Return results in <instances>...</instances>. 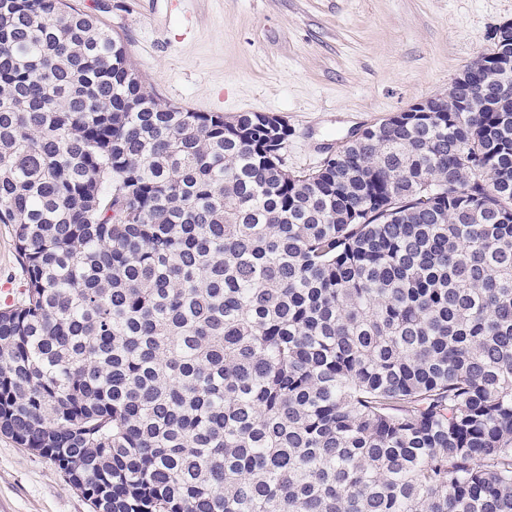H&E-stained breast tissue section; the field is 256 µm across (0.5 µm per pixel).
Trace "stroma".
<instances>
[{"instance_id": "1", "label": "stroma", "mask_w": 512, "mask_h": 512, "mask_svg": "<svg viewBox=\"0 0 512 512\" xmlns=\"http://www.w3.org/2000/svg\"><path fill=\"white\" fill-rule=\"evenodd\" d=\"M148 90L195 112H272L293 172L349 134L445 95L512 0H80ZM0 512H93L49 460L0 434Z\"/></svg>"}]
</instances>
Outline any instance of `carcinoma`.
<instances>
[{
	"mask_svg": "<svg viewBox=\"0 0 512 512\" xmlns=\"http://www.w3.org/2000/svg\"><path fill=\"white\" fill-rule=\"evenodd\" d=\"M462 71L512 94V27ZM71 0H0V433L104 512H512V112L293 173ZM24 277L23 266L15 251L11 224H0V290L9 291V285H3L5 282L11 283L12 288L21 289Z\"/></svg>",
	"mask_w": 512,
	"mask_h": 512,
	"instance_id": "1",
	"label": "carcinoma"
}]
</instances>
